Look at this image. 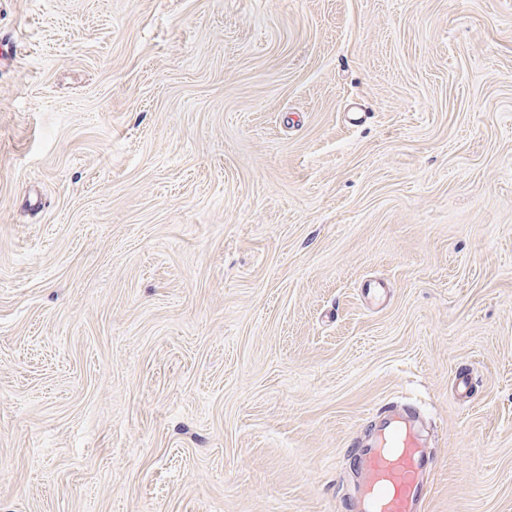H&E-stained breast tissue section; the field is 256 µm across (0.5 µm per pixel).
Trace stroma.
I'll list each match as a JSON object with an SVG mask.
<instances>
[{"mask_svg": "<svg viewBox=\"0 0 512 512\" xmlns=\"http://www.w3.org/2000/svg\"><path fill=\"white\" fill-rule=\"evenodd\" d=\"M0 42V512H344L406 403L425 512H512V0H0Z\"/></svg>", "mask_w": 512, "mask_h": 512, "instance_id": "obj_1", "label": "stroma"}]
</instances>
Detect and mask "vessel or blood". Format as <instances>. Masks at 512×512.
I'll list each match as a JSON object with an SVG mask.
<instances>
[{"mask_svg": "<svg viewBox=\"0 0 512 512\" xmlns=\"http://www.w3.org/2000/svg\"><path fill=\"white\" fill-rule=\"evenodd\" d=\"M359 458L362 485L356 512H423L425 475L435 461L412 413L382 421L372 446L360 449Z\"/></svg>", "mask_w": 512, "mask_h": 512, "instance_id": "1", "label": "vessel or blood"}]
</instances>
